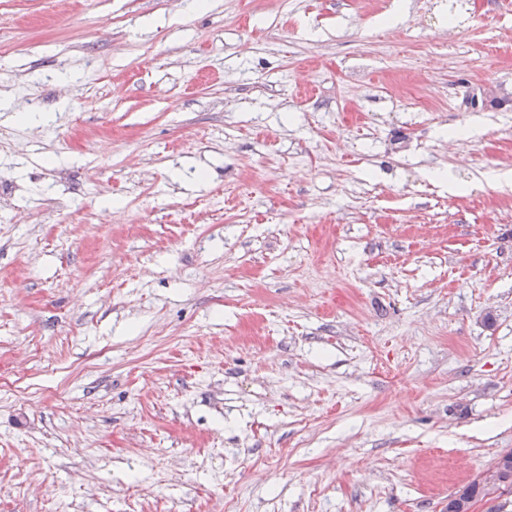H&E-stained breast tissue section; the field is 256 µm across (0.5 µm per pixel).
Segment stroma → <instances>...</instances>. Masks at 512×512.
Returning <instances> with one entry per match:
<instances>
[{
	"instance_id": "1",
	"label": "stroma",
	"mask_w": 512,
	"mask_h": 512,
	"mask_svg": "<svg viewBox=\"0 0 512 512\" xmlns=\"http://www.w3.org/2000/svg\"><path fill=\"white\" fill-rule=\"evenodd\" d=\"M393 8L0 0V512H448L512 450V0Z\"/></svg>"
}]
</instances>
